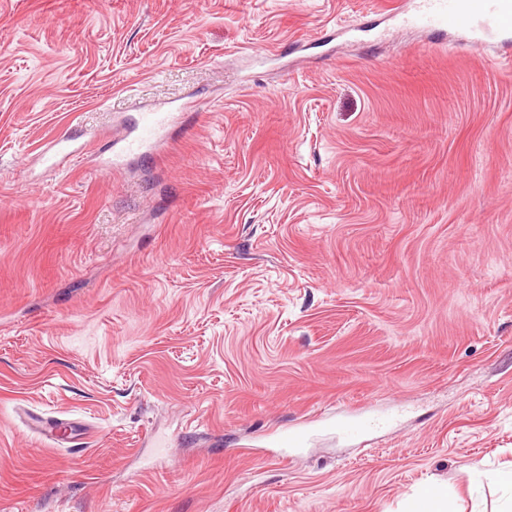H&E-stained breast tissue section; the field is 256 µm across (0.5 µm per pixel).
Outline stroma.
<instances>
[{
  "instance_id": "obj_1",
  "label": "stroma",
  "mask_w": 512,
  "mask_h": 512,
  "mask_svg": "<svg viewBox=\"0 0 512 512\" xmlns=\"http://www.w3.org/2000/svg\"><path fill=\"white\" fill-rule=\"evenodd\" d=\"M397 2L0 0V512H499L512 68ZM174 116L169 112H145L137 134L128 142V148L148 146L155 149L163 141V131L172 123Z\"/></svg>"
}]
</instances>
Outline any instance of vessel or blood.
<instances>
[{"mask_svg":"<svg viewBox=\"0 0 512 512\" xmlns=\"http://www.w3.org/2000/svg\"><path fill=\"white\" fill-rule=\"evenodd\" d=\"M413 11H402L404 23L440 35L456 29L492 37L512 31V0H413ZM172 122L169 113H145L129 148H156Z\"/></svg>","mask_w":512,"mask_h":512,"instance_id":"vessel-or-blood-1","label":"vessel or blood"}]
</instances>
